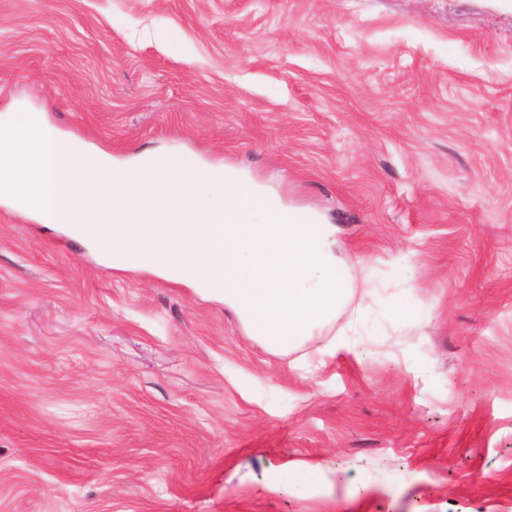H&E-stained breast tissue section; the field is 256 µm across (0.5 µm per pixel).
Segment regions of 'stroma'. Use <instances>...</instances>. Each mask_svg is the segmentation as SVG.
Segmentation results:
<instances>
[{"instance_id":"obj_1","label":"stroma","mask_w":512,"mask_h":512,"mask_svg":"<svg viewBox=\"0 0 512 512\" xmlns=\"http://www.w3.org/2000/svg\"><path fill=\"white\" fill-rule=\"evenodd\" d=\"M16 112L322 214L361 316L275 353L0 202V512H512V0H0Z\"/></svg>"}]
</instances>
